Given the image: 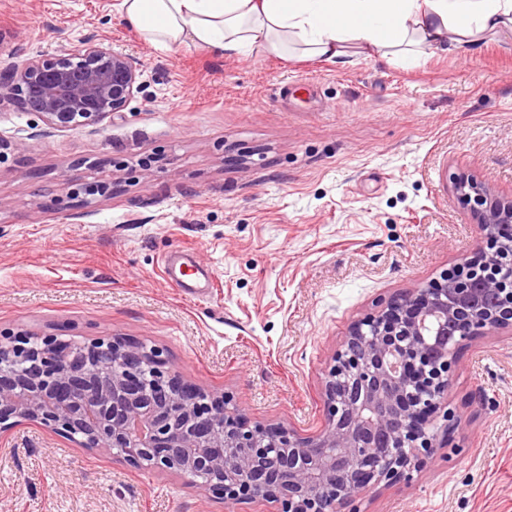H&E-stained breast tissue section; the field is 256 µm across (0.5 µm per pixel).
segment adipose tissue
I'll use <instances>...</instances> for the list:
<instances>
[{"label":"adipose tissue","mask_w":512,"mask_h":512,"mask_svg":"<svg viewBox=\"0 0 512 512\" xmlns=\"http://www.w3.org/2000/svg\"><path fill=\"white\" fill-rule=\"evenodd\" d=\"M152 45L193 44L217 56H391L402 66L446 42L469 49L512 37V0H121Z\"/></svg>","instance_id":"ef3b65f1"}]
</instances>
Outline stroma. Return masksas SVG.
Returning a JSON list of instances; mask_svg holds the SVG:
<instances>
[{
    "instance_id": "obj_1",
    "label": "stroma",
    "mask_w": 512,
    "mask_h": 512,
    "mask_svg": "<svg viewBox=\"0 0 512 512\" xmlns=\"http://www.w3.org/2000/svg\"><path fill=\"white\" fill-rule=\"evenodd\" d=\"M117 0H0V72L90 33L141 62L140 89L96 126L0 106V331L162 349L251 423L323 424L349 325L480 243L451 192L466 171L512 194V41L446 45L405 69L150 45ZM111 180L88 208L68 196ZM190 250V297L164 276ZM444 401L454 447L350 512H512V335L465 342ZM224 501L21 422L0 434V512H277Z\"/></svg>"
}]
</instances>
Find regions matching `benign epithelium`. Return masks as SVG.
<instances>
[{"instance_id": "obj_1", "label": "benign epithelium", "mask_w": 512, "mask_h": 512, "mask_svg": "<svg viewBox=\"0 0 512 512\" xmlns=\"http://www.w3.org/2000/svg\"><path fill=\"white\" fill-rule=\"evenodd\" d=\"M139 67L90 34L0 73V104L37 112L56 129L94 126L127 107ZM451 184L483 245L352 323L325 379L316 435L250 424L224 394L188 384L143 341L20 332L0 333V432L38 422L135 468L179 475L223 500L276 502L280 512H336L370 487L407 480L424 457L453 446L454 415L445 413L439 443L434 415L462 342L512 333V196L466 174ZM112 190L95 180L70 196L89 207Z\"/></svg>"}]
</instances>
